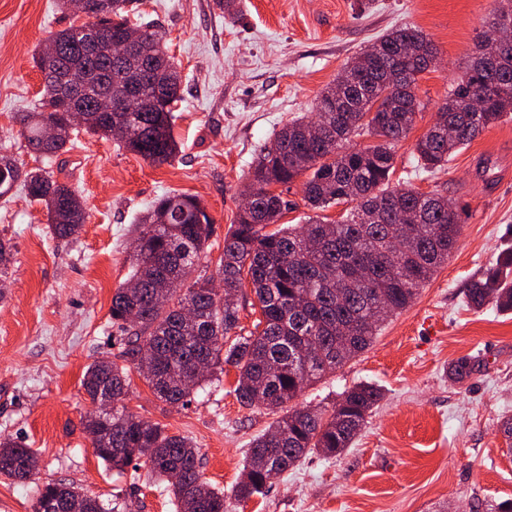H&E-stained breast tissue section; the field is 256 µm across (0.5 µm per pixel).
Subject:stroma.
<instances>
[{"instance_id": "1", "label": "stroma", "mask_w": 512, "mask_h": 512, "mask_svg": "<svg viewBox=\"0 0 512 512\" xmlns=\"http://www.w3.org/2000/svg\"><path fill=\"white\" fill-rule=\"evenodd\" d=\"M498 0H240L237 20L214 0H140L141 19L167 33L183 75L174 134L180 151L153 166L110 140L80 134L61 178L79 189L81 232L53 237L42 204L12 191L0 198V240L12 258L0 284V435L39 453L36 475L0 478V512H34L39 488L74 485L118 512H174L167 482L109 470L81 426L92 404L81 382L99 360L119 362L112 296L130 276L136 219L160 196H196L213 234L199 263L215 273L259 147L294 118L382 34L414 26L438 59L419 75V113L395 148L390 188L455 200L464 211L447 263L407 309L391 316L369 349L295 399L332 406L358 383L383 398L347 452L311 453L273 479L239 512H486L512 500V454L500 431L512 418V312L466 303L471 281L512 248V118L487 128L428 174L416 141L466 73ZM58 0H0V154L25 167L43 161L19 136L18 113L42 97L36 49L68 27ZM488 162L489 175L479 164ZM475 363L465 382L450 376ZM125 403L142 419L193 439L201 474L227 492L239 481L252 439L273 417L243 407L225 366L187 406L159 401L137 370Z\"/></svg>"}]
</instances>
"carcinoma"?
<instances>
[{"mask_svg": "<svg viewBox=\"0 0 512 512\" xmlns=\"http://www.w3.org/2000/svg\"><path fill=\"white\" fill-rule=\"evenodd\" d=\"M96 2L97 9L81 25L51 35L56 57L37 53V68H71L91 92L103 90L114 101L127 100L131 84L147 90L157 79L164 83L166 110L154 112L136 103V112L115 113L114 121L132 130L124 137L99 120L89 102L84 124L74 127L58 103L57 87L45 84L40 105L17 117L20 136L31 152L60 170L82 132L113 137L151 165L167 164L178 152L173 132V112L181 99L178 67L159 31L130 21L137 0ZM88 25L100 34L95 56L82 44L81 29ZM485 26L512 28V0H499ZM128 29L155 53L154 72L138 71L133 54L123 60L113 56L114 36ZM436 57V47L418 28L390 30L321 92L312 118L292 120L263 145L244 190L249 209L238 214L224 236L217 275H194L213 224L196 197L164 194L140 218L130 283L112 296V328L121 336L123 360L134 368L142 363L151 367L146 381L170 406L189 404L198 388L231 365L238 371L233 393L241 405L286 409L253 438L232 490L237 502L262 493L310 452L336 457L351 447L381 399L378 388L354 385L329 410L311 405L290 410L288 403L364 352L388 315L408 307L456 248L461 224L455 203L412 188L387 189L394 147L413 128L420 107L417 77ZM475 99L483 102L478 112L471 111ZM509 114L512 52L480 40L465 77L439 106V121L415 143L418 163L430 172L444 167L458 149ZM48 125L59 134L46 142ZM361 135L375 142L348 146L351 137ZM302 176L303 199L311 209L347 203L350 211L339 221L267 230L288 210L283 192L273 187ZM16 186L44 205L56 237L80 233L86 210L75 188L41 168L27 169L14 157L0 155V197ZM245 276L263 324L247 336L236 333ZM216 279L223 283L220 292L209 287ZM466 300L474 308L493 303L512 310V250L471 282ZM188 306L194 311L191 318L184 315ZM199 358L206 361L203 371L194 369ZM82 386L96 408L81 424L89 436L99 437L96 456L109 469L124 472L143 459L152 474L169 482L175 512H231L224 492L202 480L192 439L171 435L128 410L126 367L95 362ZM108 394L112 407L105 408ZM38 463L36 450L0 438V477L26 480ZM77 500L87 503L88 512H106L97 498L63 483L43 485L36 505L46 510Z\"/></svg>", "mask_w": 512, "mask_h": 512, "instance_id": "1", "label": "carcinoma"}]
</instances>
